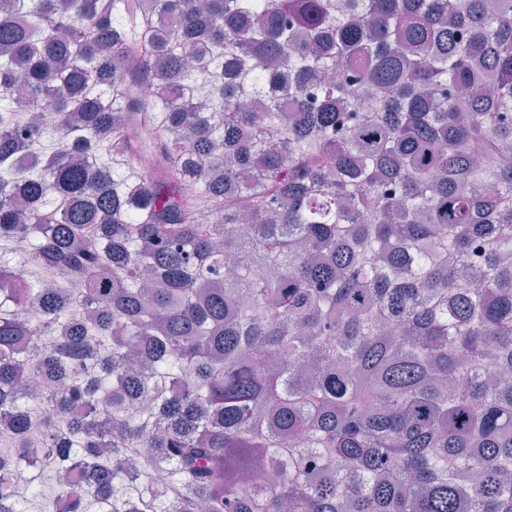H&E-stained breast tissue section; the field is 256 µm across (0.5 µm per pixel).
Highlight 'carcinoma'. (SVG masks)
<instances>
[{"label": "carcinoma", "instance_id": "cac0c4a2", "mask_svg": "<svg viewBox=\"0 0 512 512\" xmlns=\"http://www.w3.org/2000/svg\"><path fill=\"white\" fill-rule=\"evenodd\" d=\"M511 146L512 0H0V512H512Z\"/></svg>", "mask_w": 512, "mask_h": 512}]
</instances>
